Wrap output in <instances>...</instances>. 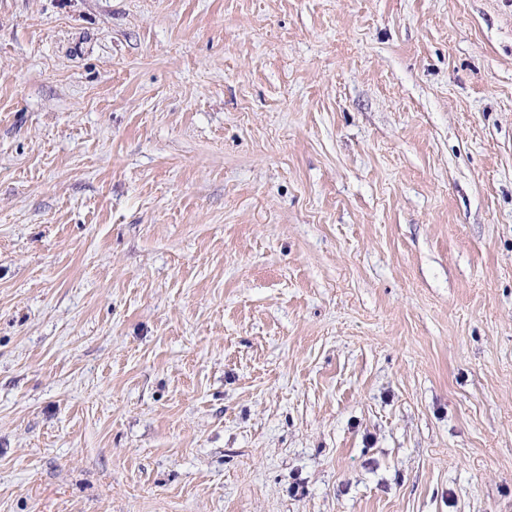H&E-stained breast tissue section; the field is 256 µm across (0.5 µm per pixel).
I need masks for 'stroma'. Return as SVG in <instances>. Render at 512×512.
I'll return each mask as SVG.
<instances>
[{
	"mask_svg": "<svg viewBox=\"0 0 512 512\" xmlns=\"http://www.w3.org/2000/svg\"><path fill=\"white\" fill-rule=\"evenodd\" d=\"M0 512H512V0H0Z\"/></svg>",
	"mask_w": 512,
	"mask_h": 512,
	"instance_id": "obj_1",
	"label": "stroma"
}]
</instances>
